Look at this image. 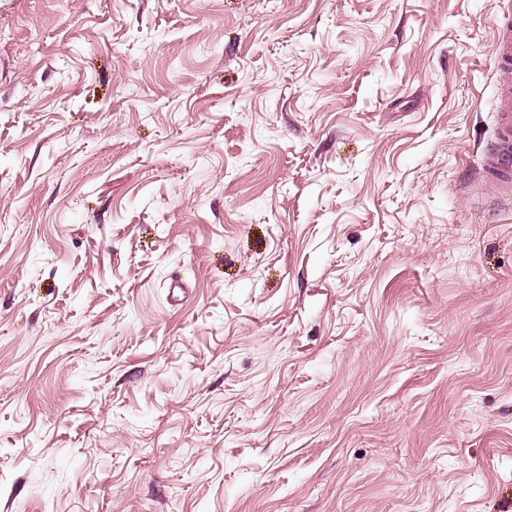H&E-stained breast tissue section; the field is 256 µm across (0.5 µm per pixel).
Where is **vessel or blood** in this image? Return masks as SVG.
I'll return each mask as SVG.
<instances>
[{"instance_id":"b4317fda","label":"vessel or blood","mask_w":512,"mask_h":512,"mask_svg":"<svg viewBox=\"0 0 512 512\" xmlns=\"http://www.w3.org/2000/svg\"><path fill=\"white\" fill-rule=\"evenodd\" d=\"M494 129L478 170L496 197L512 199V0H498L493 29Z\"/></svg>"}]
</instances>
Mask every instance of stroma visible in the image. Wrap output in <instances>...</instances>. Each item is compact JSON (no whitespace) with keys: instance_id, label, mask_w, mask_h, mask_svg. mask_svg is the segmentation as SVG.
Instances as JSON below:
<instances>
[{"instance_id":"obj_1","label":"stroma","mask_w":512,"mask_h":512,"mask_svg":"<svg viewBox=\"0 0 512 512\" xmlns=\"http://www.w3.org/2000/svg\"><path fill=\"white\" fill-rule=\"evenodd\" d=\"M496 0H0V512H512Z\"/></svg>"}]
</instances>
